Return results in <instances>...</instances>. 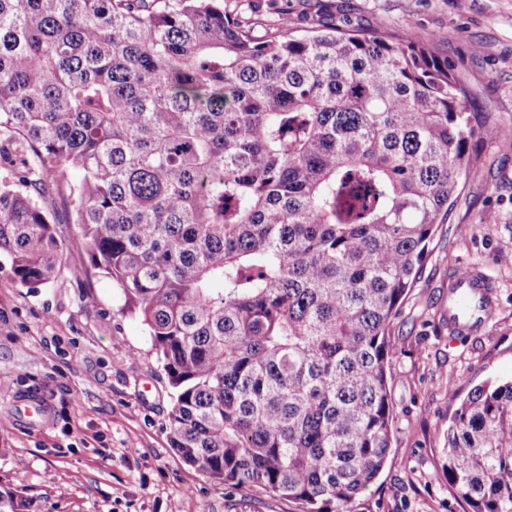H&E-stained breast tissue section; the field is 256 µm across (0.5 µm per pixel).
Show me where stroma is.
<instances>
[{
	"label": "stroma",
	"instance_id": "stroma-1",
	"mask_svg": "<svg viewBox=\"0 0 512 512\" xmlns=\"http://www.w3.org/2000/svg\"><path fill=\"white\" fill-rule=\"evenodd\" d=\"M252 2L260 18L299 31L336 24L416 39L455 65L474 107L512 128V0ZM474 149L480 165L391 325L395 433L355 512H463L442 473L448 394L512 379V138L488 131ZM79 180L70 171L44 198L62 255L52 279L23 285L0 257V484L34 512H176L185 499L197 512H299L214 481L171 448L172 389L144 325L90 264L69 204ZM474 266L494 285L492 317L476 332L449 334V275ZM30 393L50 410L39 428L12 413Z\"/></svg>",
	"mask_w": 512,
	"mask_h": 512
}]
</instances>
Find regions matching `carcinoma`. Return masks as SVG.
<instances>
[{"instance_id": "cac0c4a2", "label": "carcinoma", "mask_w": 512, "mask_h": 512, "mask_svg": "<svg viewBox=\"0 0 512 512\" xmlns=\"http://www.w3.org/2000/svg\"><path fill=\"white\" fill-rule=\"evenodd\" d=\"M221 0H0V254L35 286L71 189L91 265L146 325L170 447L233 488L354 512L396 413L389 325L478 166L454 66L347 26L306 33ZM444 474L512 512V380L454 394ZM0 512H32L0 484Z\"/></svg>"}]
</instances>
